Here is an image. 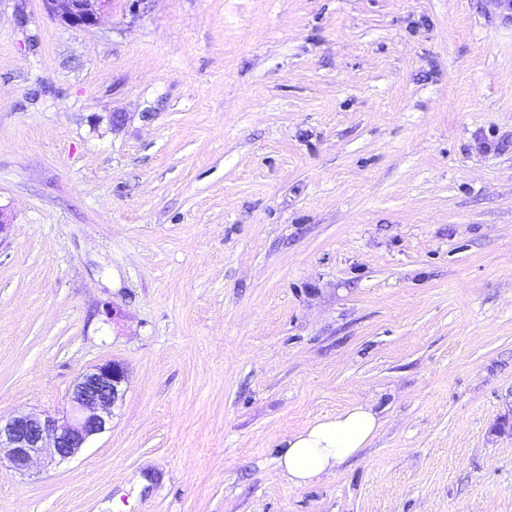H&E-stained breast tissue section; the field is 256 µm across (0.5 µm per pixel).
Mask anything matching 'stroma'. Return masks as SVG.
<instances>
[{"instance_id": "35a3bbf8", "label": "stroma", "mask_w": 512, "mask_h": 512, "mask_svg": "<svg viewBox=\"0 0 512 512\" xmlns=\"http://www.w3.org/2000/svg\"><path fill=\"white\" fill-rule=\"evenodd\" d=\"M504 4L0 0V416L128 371L0 512H512ZM361 398L371 445L289 484ZM45 10L62 22L84 28L99 24L110 0H42ZM380 426L371 406L357 401L288 437L279 465L292 484L307 485L368 448Z\"/></svg>"}]
</instances>
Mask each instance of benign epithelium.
Wrapping results in <instances>:
<instances>
[{
    "instance_id": "benign-epithelium-1",
    "label": "benign epithelium",
    "mask_w": 512,
    "mask_h": 512,
    "mask_svg": "<svg viewBox=\"0 0 512 512\" xmlns=\"http://www.w3.org/2000/svg\"><path fill=\"white\" fill-rule=\"evenodd\" d=\"M45 10L62 22L84 28L99 24L110 0H42ZM128 372L109 360L80 375L62 417L17 412L0 417V455L20 474L37 461L62 464L74 459L89 441L112 428V409L123 399Z\"/></svg>"
}]
</instances>
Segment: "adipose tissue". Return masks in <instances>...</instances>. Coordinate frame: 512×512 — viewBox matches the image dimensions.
Segmentation results:
<instances>
[{
	"label": "adipose tissue",
	"mask_w": 512,
	"mask_h": 512,
	"mask_svg": "<svg viewBox=\"0 0 512 512\" xmlns=\"http://www.w3.org/2000/svg\"><path fill=\"white\" fill-rule=\"evenodd\" d=\"M380 426L371 406L361 401L352 403L291 435L279 465L292 484H309L368 448Z\"/></svg>",
	"instance_id": "ef3b65f1"
}]
</instances>
